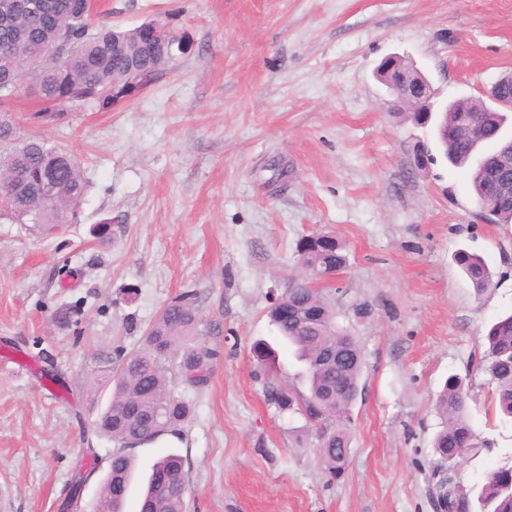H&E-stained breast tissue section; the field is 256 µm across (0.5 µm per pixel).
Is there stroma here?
<instances>
[{"mask_svg":"<svg viewBox=\"0 0 512 512\" xmlns=\"http://www.w3.org/2000/svg\"><path fill=\"white\" fill-rule=\"evenodd\" d=\"M95 18L167 21L187 49L107 112L46 121L29 96L12 105L26 134L81 159L87 191L76 222L50 235L0 218V512H90L113 447L94 431L111 393L92 402L82 387L191 290L198 342L216 353L209 382L183 393V438L131 450L125 512L171 452L185 460L186 512H436L433 404L453 375L474 431L494 442L457 477L482 483L512 455L478 366L487 327L512 312V224L481 217L467 171L375 71L398 55L438 104L486 99L512 74V0H98ZM104 221L100 245L91 229ZM315 232L346 248L324 289L364 352L336 480L316 426L267 400L271 385L306 391L300 364L283 350L268 373L251 352ZM461 249L485 260L492 288L475 291Z\"/></svg>","mask_w":512,"mask_h":512,"instance_id":"obj_1","label":"stroma"}]
</instances>
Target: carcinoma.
<instances>
[{"mask_svg":"<svg viewBox=\"0 0 512 512\" xmlns=\"http://www.w3.org/2000/svg\"><path fill=\"white\" fill-rule=\"evenodd\" d=\"M88 0H0V172L17 178V185H0V214L18 224H35L53 233L76 215L86 190L80 160L69 150L26 137L10 111L19 82L28 77L40 109L37 117L58 119L68 106L88 102L100 110L112 101L134 93L126 83L131 69L149 82L173 60L182 38L170 29L151 37L138 26L118 31L107 24L95 30L89 24ZM482 102L462 98L448 105V138L440 140L445 157L455 167L469 171L470 183L482 217L491 224H512V198L501 184L489 178L487 168L512 153V143L498 139L497 128L508 124L505 112H483ZM55 176L54 192L38 198L39 184L47 172ZM297 252L302 268L333 274L346 264L343 246L331 235L303 237ZM456 263L482 291L492 282L484 260L465 250ZM196 294L187 292L169 302L145 330L141 346L116 358L109 370L112 394L101 411L97 430L114 444L109 468L91 512H122L131 479L128 450L170 435L183 437L191 405L174 392L178 383L201 389L209 380L213 352L198 343L202 320ZM296 317L271 321L275 341L293 348L303 365L308 394L279 387L267 399L281 411L298 409L318 425L321 458L326 471L337 477L345 470L350 451V410L362 392L363 350L355 337L336 326L331 302L321 288L302 277L288 281L276 299ZM487 348L480 365L495 383L501 419L512 422V314L499 318L485 336ZM273 341V342H275ZM273 342L258 339L251 350L256 360L275 366ZM345 347L352 357L343 363L328 353ZM435 409L443 420L433 442L438 462L434 507L437 512H512V455L477 486L457 482L449 471L467 451L490 443L474 432L466 413L462 382L448 377L437 396ZM187 477L183 458L170 453L151 467L147 489L138 512H185Z\"/></svg>","mask_w":512,"mask_h":512,"instance_id":"cac0c4a2","label":"carcinoma"}]
</instances>
